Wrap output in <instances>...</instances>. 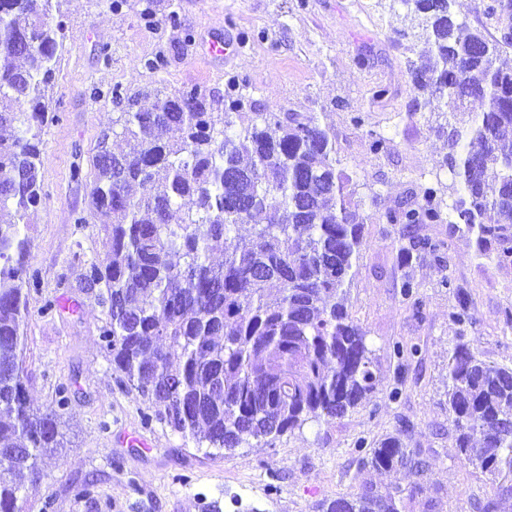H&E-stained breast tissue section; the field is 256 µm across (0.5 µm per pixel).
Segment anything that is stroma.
Listing matches in <instances>:
<instances>
[{"mask_svg": "<svg viewBox=\"0 0 512 512\" xmlns=\"http://www.w3.org/2000/svg\"><path fill=\"white\" fill-rule=\"evenodd\" d=\"M64 11L41 133L44 201L30 218L38 285L25 295L27 391L44 409L65 389V446L41 462L38 490L29 473L16 476L29 490L24 512H312L364 480L403 488L418 480L362 469L359 440L394 433L424 450L420 480L437 512H482L496 485L457 454L445 404L448 355L462 340L487 362L512 366V265L478 255L463 225L444 223L410 230L443 242V262L416 255L401 266L400 229L380 220L425 187L451 183L447 129L466 121L417 90L413 73L428 59L399 0H66ZM215 42L226 44L224 55L210 54ZM231 76L250 111L312 117L336 136L337 167L369 217L348 311L368 332L380 382L369 403L343 418L269 445L246 441L227 457L174 433L121 385L100 338L104 316L80 286L89 263L106 255L96 228L75 217L89 212L97 141L118 110L113 87L144 106L191 87L212 102L223 100ZM375 132L388 139L379 154L370 149ZM407 272L418 285L416 309L400 294ZM455 285L469 296L473 323L450 317ZM395 342L420 352L390 359Z\"/></svg>", "mask_w": 512, "mask_h": 512, "instance_id": "obj_1", "label": "stroma"}]
</instances>
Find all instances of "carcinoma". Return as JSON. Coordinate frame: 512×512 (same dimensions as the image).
<instances>
[{
	"mask_svg": "<svg viewBox=\"0 0 512 512\" xmlns=\"http://www.w3.org/2000/svg\"><path fill=\"white\" fill-rule=\"evenodd\" d=\"M63 2L0 0V129L10 130L0 137V512H22L27 497L6 475H38L62 438L66 397L33 407L23 357L24 290L37 283L27 217L43 202L41 132L64 47ZM402 2L435 57L415 74L418 89L451 114L470 99L481 111L448 136L452 203L428 187L382 219L405 229L462 224L479 255L512 264V68L500 63L512 41L458 21L449 0ZM242 107L230 94L216 112L196 88L147 109L127 103L98 140L89 200L109 262L90 263L81 282L105 315L100 336L122 382L183 438L224 451L345 417L373 397L379 372L347 309L369 216L336 170L333 134L296 113L283 120ZM112 136L127 149L113 151ZM238 200L249 202L244 216ZM422 251L438 244L400 234V262ZM456 301L451 316L464 323L468 298L459 291ZM446 403L462 459L497 481L483 507L497 512L498 499L512 498V368L457 344ZM366 444L365 467L427 468L422 450L397 435ZM426 491L365 482L315 512H408Z\"/></svg>",
	"mask_w": 512,
	"mask_h": 512,
	"instance_id": "cac0c4a2",
	"label": "carcinoma"
}]
</instances>
